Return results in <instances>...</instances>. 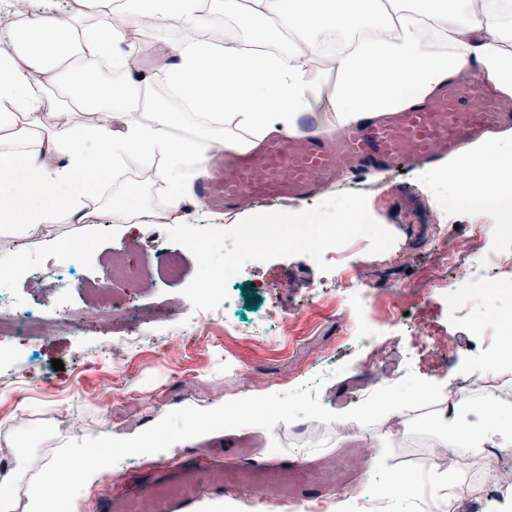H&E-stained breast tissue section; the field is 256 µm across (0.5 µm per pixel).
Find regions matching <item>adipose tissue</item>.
<instances>
[{
    "instance_id": "ef3b65f1",
    "label": "adipose tissue",
    "mask_w": 512,
    "mask_h": 512,
    "mask_svg": "<svg viewBox=\"0 0 512 512\" xmlns=\"http://www.w3.org/2000/svg\"><path fill=\"white\" fill-rule=\"evenodd\" d=\"M221 13L248 33L246 47L208 34ZM371 16L384 34L354 42L334 59L339 86L331 108L341 124L410 104L449 77L479 71L512 92V0H76L69 19L29 16L0 48V237L20 234L59 244L61 222L88 223L99 191L127 162H165L169 207L190 176L206 173L215 146L245 148L272 130L292 133L319 86L306 56L344 40ZM176 29L150 76L137 78L134 53L119 52L144 21ZM447 43L436 50L435 41ZM117 74L95 78L89 62ZM163 82L167 97L154 87ZM105 122H98V115ZM195 115L204 139L176 138ZM232 118L243 139L224 136ZM512 167L495 142L477 141L433 169L458 180V199L487 198L500 223L512 224V192L489 186ZM442 417L437 447H512V404L462 398ZM115 448H64L37 469L26 464L0 476V512H79L85 491L112 473Z\"/></svg>"
}]
</instances>
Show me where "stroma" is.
<instances>
[{
	"instance_id": "stroma-1",
	"label": "stroma",
	"mask_w": 512,
	"mask_h": 512,
	"mask_svg": "<svg viewBox=\"0 0 512 512\" xmlns=\"http://www.w3.org/2000/svg\"><path fill=\"white\" fill-rule=\"evenodd\" d=\"M314 66L321 90L310 113L316 128L328 132L337 126L330 99L338 76L326 59H316ZM162 167L158 159L149 170L126 174L112 183L108 196L116 204L146 196L163 206L168 187L159 175ZM426 173V168L404 165L350 177L328 190L332 196L365 193L370 215L397 237L389 252L370 253L365 239L351 246L345 262L367 284L365 296L346 293L336 272H321L309 256L274 258L245 264L229 279L228 298L216 317L204 323L182 294L197 262L186 247L168 239L165 224L116 227L103 213L93 224L60 225V232L81 246L78 275L107 281L106 266L119 251L139 271L154 268L166 253L180 254L184 276L153 290H116L119 311L92 318L82 341L70 336L63 322L68 312L85 310L84 293H50L47 314L55 325L40 336L18 335L10 343L11 357L0 363V422L23 420L49 431L50 439L30 451L36 458L52 455L67 439L94 448L124 443L113 474L93 488L95 498L143 464L139 440L164 415L169 419L166 462L246 433L258 444L293 456L318 457L356 445L375 459L376 469L367 470L318 512H335L340 500L348 503V512H444L441 501L428 492L394 488L388 479L393 469L416 477H464L468 494L456 512H473L469 495L481 490L487 453L467 455L464 467L455 470L431 457L430 445L446 405L441 390L476 360L497 354L500 335L512 329V276L502 275L493 289L483 290L471 280L449 281L439 270L432 257L437 242L467 243L475 224L486 228V247L500 244L502 236L491 210L449 203L454 184L428 180ZM293 206L263 201L221 211L194 192L180 220L230 228L250 215ZM452 287L472 295V302L450 308ZM395 303L406 313L403 324L392 327L380 361L363 364L355 345L358 334L381 327ZM158 304L168 307L166 317L151 327L161 335V344L147 342L115 359L85 364V344L119 339L121 309ZM451 336L457 337V348L447 355L440 344ZM56 359L63 369L54 370ZM386 389L409 397L396 432L386 429L389 416L375 410ZM244 402L269 406L271 428L216 422L201 438H182L194 409L221 404L232 411ZM360 413L367 416L362 428L349 420Z\"/></svg>"
}]
</instances>
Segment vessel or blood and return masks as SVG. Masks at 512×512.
<instances>
[{"instance_id": "obj_1", "label": "vessel or blood", "mask_w": 512, "mask_h": 512, "mask_svg": "<svg viewBox=\"0 0 512 512\" xmlns=\"http://www.w3.org/2000/svg\"><path fill=\"white\" fill-rule=\"evenodd\" d=\"M512 126V112L478 74L448 79L421 101L343 126L328 137L316 130L278 134L247 151L216 159L199 192L218 209L252 200H301L344 175L405 163L434 164L482 136ZM366 457L354 449L303 461L260 451L247 437L225 439L175 464L135 469L124 484L94 500L90 512H196L206 498L234 496L251 503L277 498L295 505L326 499L353 482Z\"/></svg>"}]
</instances>
